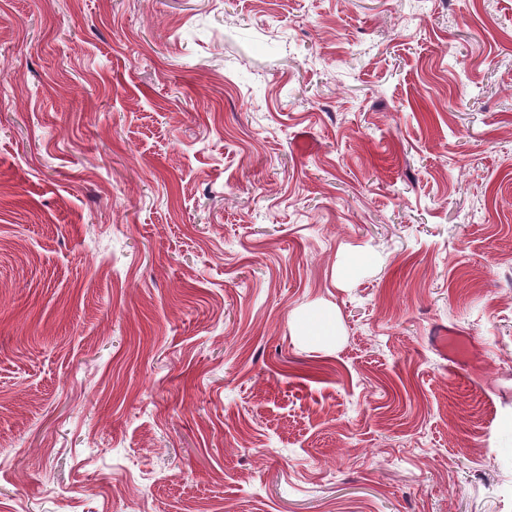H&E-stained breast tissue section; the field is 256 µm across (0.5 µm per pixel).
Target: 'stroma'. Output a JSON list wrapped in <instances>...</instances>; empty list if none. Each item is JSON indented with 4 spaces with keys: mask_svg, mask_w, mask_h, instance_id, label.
I'll return each instance as SVG.
<instances>
[{
    "mask_svg": "<svg viewBox=\"0 0 512 512\" xmlns=\"http://www.w3.org/2000/svg\"><path fill=\"white\" fill-rule=\"evenodd\" d=\"M188 507L512 512V0H0V512ZM469 348L470 344L465 336H457V334L448 333V342L445 338L443 343V353L445 357L448 354V372L452 374L456 373L469 353Z\"/></svg>",
    "mask_w": 512,
    "mask_h": 512,
    "instance_id": "1",
    "label": "stroma"
}]
</instances>
